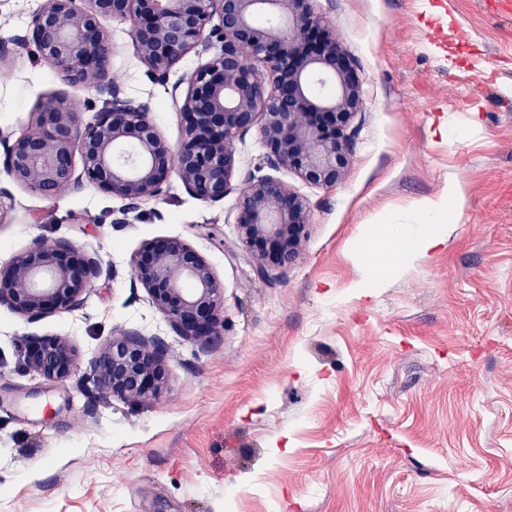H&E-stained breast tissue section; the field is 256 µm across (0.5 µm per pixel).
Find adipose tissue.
<instances>
[{
	"label": "adipose tissue",
	"mask_w": 512,
	"mask_h": 512,
	"mask_svg": "<svg viewBox=\"0 0 512 512\" xmlns=\"http://www.w3.org/2000/svg\"><path fill=\"white\" fill-rule=\"evenodd\" d=\"M465 198L460 182L449 178L447 188L437 197L414 202L412 209L415 223L394 224L386 215H375L371 224L366 225L351 246L352 257L359 269L356 287H380L385 277L378 268V250L370 248L375 234H383L390 243H405L404 257L428 256L452 238L454 219L461 213Z\"/></svg>",
	"instance_id": "obj_1"
}]
</instances>
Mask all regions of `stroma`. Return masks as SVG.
I'll list each match as a JSON object with an SVG mask.
<instances>
[{
	"mask_svg": "<svg viewBox=\"0 0 512 512\" xmlns=\"http://www.w3.org/2000/svg\"><path fill=\"white\" fill-rule=\"evenodd\" d=\"M363 106L332 187L271 171L257 130L236 137L235 183L276 175L310 208L296 260L263 280L236 237L237 196L209 203L171 176L132 204L82 183L47 198L0 181V265L38 238L102 260L82 308L28 322L0 307V512H512V0H317ZM110 71L171 147L197 48L156 83L128 21L103 19ZM101 108L34 47L0 64V132L41 98ZM456 176L466 205L447 247L372 296L350 244L380 212ZM179 237L224 292L217 338L175 335L132 276L151 239ZM120 327L162 337L160 398L131 403L24 369L25 338L63 336L87 372Z\"/></svg>",
	"mask_w": 512,
	"mask_h": 512,
	"instance_id": "stroma-1",
	"label": "stroma"
}]
</instances>
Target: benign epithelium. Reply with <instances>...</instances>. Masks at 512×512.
<instances>
[{
  "label": "benign epithelium",
  "mask_w": 512,
  "mask_h": 512,
  "mask_svg": "<svg viewBox=\"0 0 512 512\" xmlns=\"http://www.w3.org/2000/svg\"><path fill=\"white\" fill-rule=\"evenodd\" d=\"M75 2L43 0L26 34L0 41V62L31 43L67 82L95 92L102 107L84 124L78 102L42 99L31 132L13 139L0 134V173L10 182L53 197L87 181L134 204L161 195L175 172L190 195L218 203L236 189L233 141L254 128L271 169H293L314 186L342 180L351 155L345 129L360 109L362 88L313 0H82L80 8ZM259 13L268 16L267 26L256 24ZM215 15L220 24L212 28ZM104 18L131 21L137 55L161 84L204 34L219 43L190 78L178 150L161 136L147 104L125 96L110 76ZM237 208L238 240L256 260L258 277L268 279L297 256L310 224L308 207L268 175L244 182ZM100 274V260L71 241L38 240L0 266V306L30 322L74 311ZM132 275L174 333L199 342L217 335L223 287L187 241L146 242ZM167 357L162 338L124 328L105 340L86 379L129 402L157 398L167 385ZM76 359L63 337L30 338L22 356L28 370L51 381L75 376Z\"/></svg>",
  "instance_id": "1"
}]
</instances>
